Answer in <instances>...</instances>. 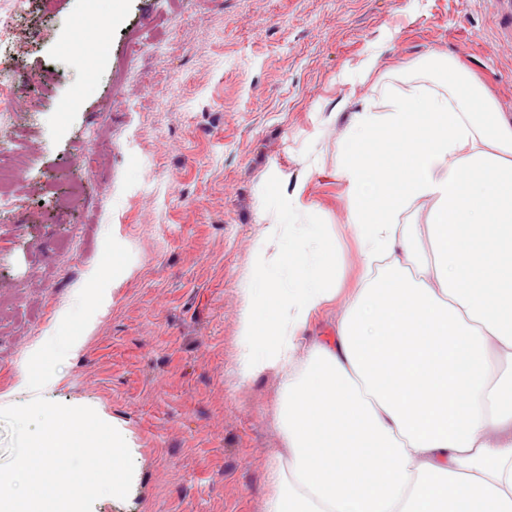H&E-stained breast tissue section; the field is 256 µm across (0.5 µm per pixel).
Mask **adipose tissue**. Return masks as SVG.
I'll return each mask as SVG.
<instances>
[{
	"instance_id": "obj_1",
	"label": "adipose tissue",
	"mask_w": 512,
	"mask_h": 512,
	"mask_svg": "<svg viewBox=\"0 0 512 512\" xmlns=\"http://www.w3.org/2000/svg\"><path fill=\"white\" fill-rule=\"evenodd\" d=\"M376 127L400 160L353 199L355 295L302 373L287 369L331 268L305 261L287 287L246 291L272 316L261 328L244 311L240 378L286 374L287 465L266 512H512V122L465 73L443 93L416 85L344 135L337 174L356 191ZM420 202L425 249L402 221Z\"/></svg>"
}]
</instances>
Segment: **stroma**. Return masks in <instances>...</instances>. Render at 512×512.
<instances>
[{
    "label": "stroma",
    "instance_id": "1",
    "mask_svg": "<svg viewBox=\"0 0 512 512\" xmlns=\"http://www.w3.org/2000/svg\"><path fill=\"white\" fill-rule=\"evenodd\" d=\"M493 0H40L7 55L23 162L0 207V395L125 429L137 478L93 512H265L285 446L283 373L239 376L243 290L294 259L339 290L304 326L289 373L330 341L360 265L336 169L357 110L431 82L449 58L512 116V41ZM377 65L368 77L357 67ZM287 262L263 268L267 227ZM84 288L88 298L76 297ZM107 297L108 305L94 299ZM93 329L76 357L32 346Z\"/></svg>",
    "mask_w": 512,
    "mask_h": 512
}]
</instances>
